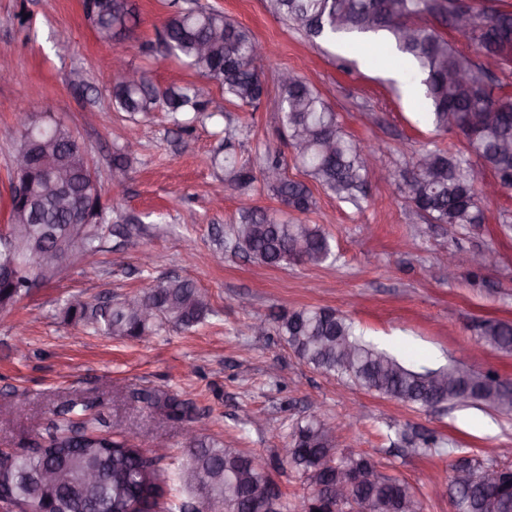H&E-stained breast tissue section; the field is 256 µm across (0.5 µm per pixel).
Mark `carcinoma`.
<instances>
[{
	"label": "carcinoma",
	"instance_id": "carcinoma-1",
	"mask_svg": "<svg viewBox=\"0 0 512 512\" xmlns=\"http://www.w3.org/2000/svg\"><path fill=\"white\" fill-rule=\"evenodd\" d=\"M273 15L292 21L310 41L332 39L338 34H385L396 51L414 63L420 79L429 118L438 130H460L469 152L491 170L500 187H512V102L494 95L495 78L470 55L448 43L435 26L421 19L435 16L433 0H269ZM86 17L99 40L112 42L133 28L130 0H84ZM473 24L466 30L478 54L502 64L512 54V10L487 6L471 9ZM159 46L199 77V81L176 90L159 93L146 74L132 82L117 74L112 86V107L118 112L147 113L160 105L171 112H202L208 103L209 83L224 89V95L242 107L256 106L264 85L255 54L259 41L246 28L215 8L177 9L158 32ZM278 110L288 145L309 176L322 188L345 201H356L370 173L369 157L374 148L346 137L336 112L322 95L297 73L279 74ZM48 158L69 172V189L76 201L86 198L92 165L85 148L72 146L71 129L52 117L38 133ZM263 181L283 204L305 212L312 205L310 189L285 175L278 155L266 156L261 169ZM470 158L442 150L421 155L408 184L411 202L427 209L438 224L465 226L481 224L479 206L482 188ZM26 203L9 198L6 231L0 233V262L31 261L35 257L64 249L69 238V210L60 209L50 195H39L31 204L28 218L16 220ZM102 224L82 226L81 247L88 258L102 248ZM233 240L246 257L269 266L296 263L324 264L335 259L329 237L314 224L281 221L255 207L241 209L240 222L232 228ZM153 308L146 316V306ZM211 312L206 294L194 283L170 277L141 295L116 299L106 305L85 301L66 303L65 319L75 326L91 327L108 337L141 339L163 326L189 331L205 322ZM277 331L292 352L305 364L323 374L346 378L364 389L420 408H427L425 388L432 375H449L453 367L415 368L394 355L363 341L352 323L331 308L293 310L276 318ZM480 341L491 348L512 352V322L490 319ZM471 383L445 387L449 400L486 406L512 413V380L493 372L469 369ZM137 399L146 408L185 421L192 418L193 404L176 394L142 389ZM78 403L72 402L67 417L47 434V446L36 454L12 455L15 472L10 493L28 505V512H79L76 502H96L98 512H110L113 500L135 497L154 500L159 512H250L254 492L271 484L263 457L241 452L223 441L195 436L186 449V459L171 472L155 458L145 482L142 471L147 452L126 437L102 433L100 419L74 418ZM402 442L416 454H441L444 441L434 435L403 434ZM336 446L330 428L312 417L300 423L288 448V465L305 478L307 500L318 502L326 512L333 505L325 495L313 492L318 484L329 485L333 473L318 470L321 462L336 461ZM351 471L371 474L373 479L353 483L352 495L362 512H425V504L414 496L415 508L405 505L412 487L404 480L379 473L363 455L346 457ZM71 467L70 482L34 483L35 475L50 469ZM99 472V479L82 485V467ZM480 471L492 467L474 458L459 457L452 465L449 482L454 512H512V498L494 499L477 486L464 488L455 476L458 468ZM177 484L188 495L179 503L168 500Z\"/></svg>",
	"mask_w": 512,
	"mask_h": 512
}]
</instances>
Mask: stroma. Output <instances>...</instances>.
<instances>
[{
	"label": "stroma",
	"instance_id": "obj_1",
	"mask_svg": "<svg viewBox=\"0 0 512 512\" xmlns=\"http://www.w3.org/2000/svg\"><path fill=\"white\" fill-rule=\"evenodd\" d=\"M137 23L126 37L98 40L82 0H0V51L14 76L0 82V224L7 220L8 169L18 138L16 114L39 105L85 143L105 207V225L121 224L130 237L106 234L99 253L38 285L0 312V448H21L46 434L58 413L76 400L113 429L127 428L141 448L185 454L186 430L195 425L237 448L261 455L292 504L306 486L281 459L303 418L315 415L334 429L339 455L363 454L379 472L405 479L423 494L426 512H453L448 476L454 453L407 452L401 432L437 434L469 457L495 461L512 448V414L454 405L423 411L304 364L274 325L279 313L328 307L352 319L364 339L408 365L437 368L463 360L478 371L512 378V353L483 345L485 320L512 319V189L482 201L478 225L432 223L409 201L413 152L442 149L467 154L463 135L435 131L419 100L390 76L391 48L382 38L337 46L311 44L293 23L274 16L267 0H133ZM196 3L222 9L248 28L270 53L261 65L265 94L257 107H238L212 87L208 116L180 128L163 108L129 116L111 104L113 74L104 57L122 53L147 70L165 91L195 82L196 74L157 46V32L174 7ZM297 69L336 112L346 136L376 146L392 171L390 181L369 179L358 203L312 186L313 205L298 213L260 179L267 150L280 151L289 179L304 170L280 130L277 74ZM80 72L84 87L71 85ZM140 144L126 176L112 174V155L126 141ZM234 153L247 172L232 185L212 154ZM283 218L317 224L330 235L334 264L269 267L233 247L243 198ZM456 253L459 268L440 266ZM481 252L485 267L467 258ZM170 276L192 281L213 309L189 334L164 330L144 340L75 332L62 313L66 299L90 303L125 298ZM254 318L265 335L241 333ZM155 388L193 402V423L170 420L138 402ZM363 417L341 422L350 408Z\"/></svg>",
	"mask_w": 512,
	"mask_h": 512
}]
</instances>
